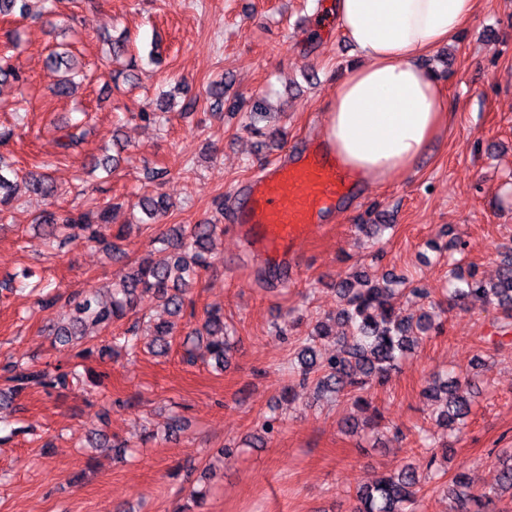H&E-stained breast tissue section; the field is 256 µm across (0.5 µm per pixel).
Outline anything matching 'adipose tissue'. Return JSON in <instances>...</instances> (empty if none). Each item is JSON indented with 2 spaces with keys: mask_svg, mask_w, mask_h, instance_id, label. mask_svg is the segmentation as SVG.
<instances>
[{
  "mask_svg": "<svg viewBox=\"0 0 512 512\" xmlns=\"http://www.w3.org/2000/svg\"><path fill=\"white\" fill-rule=\"evenodd\" d=\"M476 0H336L358 64L331 104L323 145L357 183L409 171L448 125L443 90L424 64L456 36Z\"/></svg>",
  "mask_w": 512,
  "mask_h": 512,
  "instance_id": "obj_1",
  "label": "adipose tissue"
}]
</instances>
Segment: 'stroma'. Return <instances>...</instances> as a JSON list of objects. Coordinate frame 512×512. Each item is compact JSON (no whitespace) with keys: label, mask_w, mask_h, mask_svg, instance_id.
I'll return each instance as SVG.
<instances>
[{"label":"stroma","mask_w":512,"mask_h":512,"mask_svg":"<svg viewBox=\"0 0 512 512\" xmlns=\"http://www.w3.org/2000/svg\"><path fill=\"white\" fill-rule=\"evenodd\" d=\"M334 2L75 0L63 18L41 14L32 0L31 16L0 17V55L14 56L26 77L0 86V127L24 131L0 155L21 175L48 170L62 188L53 203L20 194L0 221V363L73 360L52 335L61 308L38 307L23 270L67 297L119 279L169 227L224 216V232L213 238L209 265L191 290L195 315L179 320L168 356L114 347L128 326L123 320L98 338L103 356L84 362L110 372L105 385L50 396L33 390L0 402V512H174L195 487L208 491L206 512H351L360 486L408 460L426 468L424 428L446 444L447 474L466 472L477 487L495 483L494 461L512 448V334H499L500 310L478 298L449 308L441 329L385 385L370 388L400 438L341 433L348 399L309 389L294 404L283 398L298 340L335 315L340 279L390 272L439 301L448 286V244L462 247L461 269L476 266L488 281L512 250V0H477L473 18L425 60L444 88L448 129L415 168L351 194L295 264L244 251L234 233L239 187L320 143L329 105L357 62ZM62 23L71 26L88 74L65 99L54 96L58 75L46 64L53 28ZM123 32L140 81L115 89L102 37ZM223 76L231 82L228 104L216 110L207 89ZM176 85L181 101L195 100L193 111L139 119ZM67 120L84 134L71 154L58 146V126ZM116 135L128 147L104 183L88 169ZM157 168L167 172L159 186L149 179ZM156 189L171 210L132 232L119 257L81 238L51 252L33 225L41 211L89 200L122 203V222ZM368 218L386 225L381 239L358 232ZM212 307L223 310L236 340L223 369L186 355L185 337ZM438 373L478 387L461 437L430 419L436 404L422 390ZM270 417L275 430L265 445L247 447ZM120 442L129 446L123 458L113 449Z\"/></svg>","instance_id":"35a3bbf8"}]
</instances>
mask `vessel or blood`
I'll list each match as a JSON object with an SVG mask.
<instances>
[{
	"mask_svg": "<svg viewBox=\"0 0 512 512\" xmlns=\"http://www.w3.org/2000/svg\"><path fill=\"white\" fill-rule=\"evenodd\" d=\"M346 183L320 150L294 155L266 168L240 193L238 235L251 253L288 259L339 207Z\"/></svg>",
	"mask_w": 512,
	"mask_h": 512,
	"instance_id": "b4317fda",
	"label": "vessel or blood"
}]
</instances>
